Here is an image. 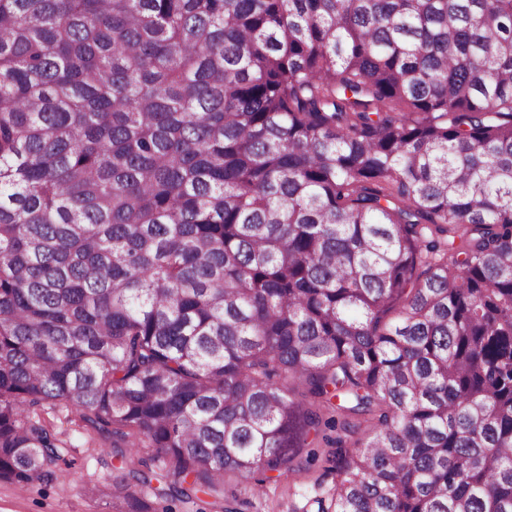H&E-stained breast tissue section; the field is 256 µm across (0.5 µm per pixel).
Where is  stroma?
<instances>
[{
    "label": "stroma",
    "mask_w": 512,
    "mask_h": 512,
    "mask_svg": "<svg viewBox=\"0 0 512 512\" xmlns=\"http://www.w3.org/2000/svg\"><path fill=\"white\" fill-rule=\"evenodd\" d=\"M41 420L56 431L68 450L53 479L25 485L0 481V512H125L122 500L91 494L90 484L122 480L129 469L155 467V451L140 449L123 462L109 449L99 447L98 437L82 429L77 414L64 405H44ZM314 461L298 466L288 478L266 484L263 496H254L250 485L233 475L224 478V495L236 499L239 512H301L322 495L336 479L327 449L314 443Z\"/></svg>",
    "instance_id": "35a3bbf8"
}]
</instances>
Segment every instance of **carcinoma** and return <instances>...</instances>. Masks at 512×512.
I'll list each match as a JSON object with an SVG mask.
<instances>
[{"label":"carcinoma","instance_id":"cac0c4a2","mask_svg":"<svg viewBox=\"0 0 512 512\" xmlns=\"http://www.w3.org/2000/svg\"><path fill=\"white\" fill-rule=\"evenodd\" d=\"M46 403L172 502L321 434L316 512H512V0H0V480Z\"/></svg>","mask_w":512,"mask_h":512}]
</instances>
